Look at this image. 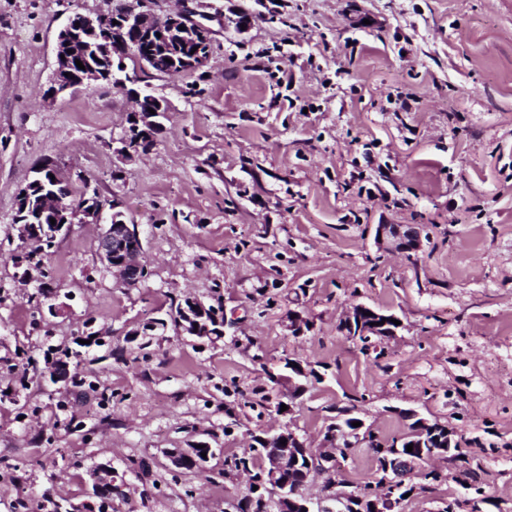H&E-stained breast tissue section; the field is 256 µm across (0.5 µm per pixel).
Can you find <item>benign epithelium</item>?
Masks as SVG:
<instances>
[{
  "label": "benign epithelium",
  "mask_w": 512,
  "mask_h": 512,
  "mask_svg": "<svg viewBox=\"0 0 512 512\" xmlns=\"http://www.w3.org/2000/svg\"><path fill=\"white\" fill-rule=\"evenodd\" d=\"M80 26H75V23ZM77 30H85L97 36L103 42V48L112 49V53L120 59L132 58L139 66L146 67V58L134 51L133 43L128 40V33H133L141 41L150 44L151 49L176 47L175 67L181 72L196 70L207 60V55L197 51L187 53L185 49L211 35V30L203 23L190 20L182 11L163 16L151 15L121 9L110 17H90L81 14L71 16L67 24L59 31L56 40V67L53 73V92L62 93L78 86H98L103 84L125 85L126 80L116 76L112 70L99 72L95 69H76V41L73 35ZM155 113L136 111L132 113L134 121L130 122L120 138V151L125 157L133 158L145 152L142 134L145 127H157L160 118L165 115L166 107L160 99H155ZM54 175L55 181L50 183L44 197V207L52 209L57 214V223L50 225L44 234H34L31 225L21 222L16 224L18 237L25 242L45 244L55 241L65 234L73 224H104L105 231L99 237V254L107 268L127 287H136L147 276V264L144 260V249L137 225L128 224L123 220L120 211L110 216L104 215L105 206L97 201L91 203V184L82 180L83 199L85 203L79 208L63 206L65 192L71 189V182L60 175L57 166L50 160L44 161L33 168V175L38 177ZM375 242L380 247H391L399 252L409 253L420 249L421 234L414 224H379L376 227ZM208 309L201 300L188 296L181 304L185 331L193 336L205 337V332L198 327L190 328L188 323L193 320V314H200ZM372 315H367V312ZM391 316L371 310L365 305L353 308L349 319L343 323V328L351 330V336H389L395 333ZM345 432L341 424L328 427L323 444L319 448H309L300 436L291 428L286 427L281 432L265 438L270 450L263 472L259 477L260 488L268 492L270 502L276 512H333L331 503L343 508L349 501L357 497L374 499L376 512H398L403 498L399 492L403 488L397 477L400 471L410 475L417 458L393 459L389 455L382 457L381 468L385 477L380 487L362 488L356 491L341 489L342 483L331 481L332 493L324 495L317 501L307 497L304 488L311 476L325 474L333 476L336 472L339 454L335 450L340 435ZM286 444H281V441ZM306 450L310 454L307 459L309 469L303 471L300 480L292 482L288 479V471L297 466L299 451ZM214 455L213 449H208L206 457L197 456L195 448H178L171 452L170 458L174 466L182 468L191 460L194 468L202 470L208 458Z\"/></svg>",
  "instance_id": "benign-epithelium-1"
}]
</instances>
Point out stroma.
Returning a JSON list of instances; mask_svg holds the SVG:
<instances>
[{"label":"stroma","instance_id":"1","mask_svg":"<svg viewBox=\"0 0 512 512\" xmlns=\"http://www.w3.org/2000/svg\"><path fill=\"white\" fill-rule=\"evenodd\" d=\"M121 6L189 11L211 30L206 63L131 62L132 88L51 95L67 18ZM134 89L168 112L128 159ZM44 159L137 224L141 285L105 268L97 224L73 225L44 249L43 282H22L17 197ZM380 224L421 225L420 250L379 248ZM187 295L223 308V338L128 342ZM358 304L401 322L368 352L339 329ZM293 313L310 325L298 338ZM96 331L109 344L80 347ZM51 349L73 351L68 380H42ZM288 357L315 375L270 394ZM345 408L384 442L406 410L448 425L487 512H512V0H0V512H95L103 469L112 512H235L247 478L225 458L285 425L320 447ZM199 445L215 451L204 470L171 464ZM460 468L419 461L402 512L464 498ZM377 477L363 443L337 475L350 491Z\"/></svg>","mask_w":512,"mask_h":512}]
</instances>
